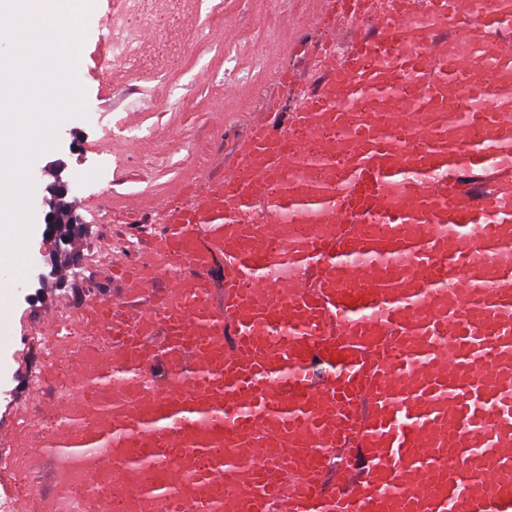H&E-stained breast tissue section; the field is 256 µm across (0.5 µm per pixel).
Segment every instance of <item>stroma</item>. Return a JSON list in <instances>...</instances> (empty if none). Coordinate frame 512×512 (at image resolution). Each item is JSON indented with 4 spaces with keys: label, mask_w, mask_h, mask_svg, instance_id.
I'll use <instances>...</instances> for the list:
<instances>
[{
    "label": "stroma",
    "mask_w": 512,
    "mask_h": 512,
    "mask_svg": "<svg viewBox=\"0 0 512 512\" xmlns=\"http://www.w3.org/2000/svg\"><path fill=\"white\" fill-rule=\"evenodd\" d=\"M323 8V0H182L170 11L181 17L173 31L188 48L172 66L151 56L138 70L113 69L101 42L85 45L86 113L60 124L56 145L30 166L37 190L30 270L48 258L44 216L56 203L57 164L65 166L66 200L85 230L71 247L72 264L0 290V337L35 329L44 310L77 308L85 296L121 297L122 284L99 267L81 270L83 258H107L127 234L144 239V228L122 223L123 215H153L160 200L180 203L185 182L223 174L251 123L269 109L289 108L291 91L278 76L286 69L309 81L314 50L328 36L318 25Z\"/></svg>",
    "instance_id": "35a3bbf8"
}]
</instances>
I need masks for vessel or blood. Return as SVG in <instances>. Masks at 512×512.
<instances>
[{"instance_id":"b4317fda","label":"vessel or blood","mask_w":512,"mask_h":512,"mask_svg":"<svg viewBox=\"0 0 512 512\" xmlns=\"http://www.w3.org/2000/svg\"><path fill=\"white\" fill-rule=\"evenodd\" d=\"M327 3L358 34L322 45L315 92L160 206L140 263L110 258L126 297L86 299L65 353L83 387L47 402L57 366L33 376L0 434L13 512H512V10ZM355 101L294 180V129ZM157 256L185 262L162 288ZM61 334L55 312L38 341Z\"/></svg>"}]
</instances>
